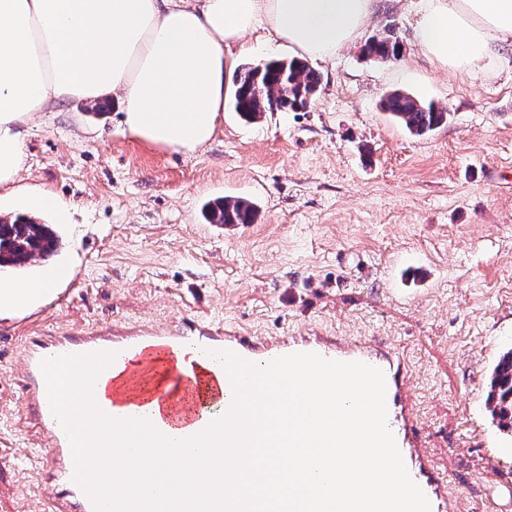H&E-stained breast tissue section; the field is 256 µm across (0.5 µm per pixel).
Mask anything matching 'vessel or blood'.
I'll return each instance as SVG.
<instances>
[{"label":"vessel or blood","instance_id":"obj_1","mask_svg":"<svg viewBox=\"0 0 512 512\" xmlns=\"http://www.w3.org/2000/svg\"><path fill=\"white\" fill-rule=\"evenodd\" d=\"M191 351L190 368L176 367L179 354ZM230 351L263 367L293 353H314L341 362H362L383 371L386 379L388 426L394 435L411 479L422 489L431 512H448L445 483L421 446L420 426L408 409V369L403 355L381 342H345L338 338L292 336L269 342L232 330L186 325L176 331L151 330L116 336L101 329L91 336H35L20 354L28 413L43 430L47 447L42 470L50 493L42 512H96L88 494L75 482L70 441L54 416L43 360L63 355L109 352L114 356L97 377L93 394L97 406L114 419L139 418L174 440L204 431L232 407L229 375L217 359Z\"/></svg>","mask_w":512,"mask_h":512}]
</instances>
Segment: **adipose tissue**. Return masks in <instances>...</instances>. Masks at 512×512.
<instances>
[{
  "label": "adipose tissue",
  "instance_id": "obj_1",
  "mask_svg": "<svg viewBox=\"0 0 512 512\" xmlns=\"http://www.w3.org/2000/svg\"><path fill=\"white\" fill-rule=\"evenodd\" d=\"M377 0H0V188L26 160V127L52 102L115 96L131 135L194 153L219 127L231 46L264 29L311 59L355 44ZM416 43L462 70L512 44V0H420ZM52 262L0 281V319L29 314L72 278Z\"/></svg>",
  "mask_w": 512,
  "mask_h": 512
}]
</instances>
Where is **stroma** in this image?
<instances>
[{"instance_id":"obj_1","label":"stroma","mask_w":512,"mask_h":512,"mask_svg":"<svg viewBox=\"0 0 512 512\" xmlns=\"http://www.w3.org/2000/svg\"><path fill=\"white\" fill-rule=\"evenodd\" d=\"M417 0H378L364 36L312 61L319 94L255 122L232 106L194 153L131 136L117 106L59 103L32 125L20 184L60 240L71 282L30 315L0 320V512H38L24 450L45 436L16 364L28 337L192 321L278 340L312 332L403 353L422 442L446 474L450 512H512V433L486 407L512 348V46L463 73L436 69L413 37ZM401 91L448 122L411 135L382 108ZM250 199L251 224L208 223L206 204ZM398 36L394 29H391L385 36L374 38L367 46L370 56L380 60L378 62L390 61L397 56Z\"/></svg>"}]
</instances>
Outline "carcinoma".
Listing matches in <instances>:
<instances>
[{
    "label": "carcinoma",
    "mask_w": 512,
    "mask_h": 512,
    "mask_svg": "<svg viewBox=\"0 0 512 512\" xmlns=\"http://www.w3.org/2000/svg\"><path fill=\"white\" fill-rule=\"evenodd\" d=\"M397 39L391 30L373 39L367 52L382 62L389 61L397 56ZM321 83V74L300 58L271 61L235 74L231 104L246 121L258 120L265 112L303 111L317 96ZM383 110L415 136L437 129L447 123L449 116L445 109L401 92L387 95ZM254 216L253 203L244 198L211 203L207 212L211 224H251ZM58 247V237L46 224L27 219L0 220V269L20 268L34 253L52 254ZM488 402L499 426L512 431V351L503 354L493 370Z\"/></svg>",
    "instance_id": "carcinoma-1"
}]
</instances>
